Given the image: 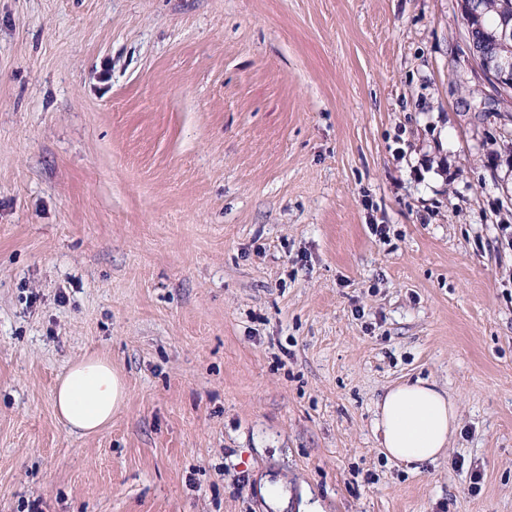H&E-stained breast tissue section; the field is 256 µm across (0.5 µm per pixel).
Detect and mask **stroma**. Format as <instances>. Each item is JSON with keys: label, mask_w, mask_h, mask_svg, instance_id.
Listing matches in <instances>:
<instances>
[{"label": "stroma", "mask_w": 512, "mask_h": 512, "mask_svg": "<svg viewBox=\"0 0 512 512\" xmlns=\"http://www.w3.org/2000/svg\"><path fill=\"white\" fill-rule=\"evenodd\" d=\"M510 124L457 0H0V512H512ZM125 393L123 379L110 360L86 357L59 378L52 400L57 417L71 433L90 435L112 422V412L123 403ZM375 418L386 456L413 468L443 454L459 425L455 398L421 379L388 388Z\"/></svg>", "instance_id": "35a3bbf8"}]
</instances>
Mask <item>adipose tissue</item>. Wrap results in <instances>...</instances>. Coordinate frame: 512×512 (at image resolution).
Returning a JSON list of instances; mask_svg holds the SVG:
<instances>
[{
    "mask_svg": "<svg viewBox=\"0 0 512 512\" xmlns=\"http://www.w3.org/2000/svg\"><path fill=\"white\" fill-rule=\"evenodd\" d=\"M125 393L110 360L86 357L59 378L52 400L70 432L90 435L111 423ZM375 418L386 456L413 468L443 454L459 425L455 398L421 379L388 388L375 403Z\"/></svg>",
    "mask_w": 512,
    "mask_h": 512,
    "instance_id": "adipose-tissue-1",
    "label": "adipose tissue"
}]
</instances>
